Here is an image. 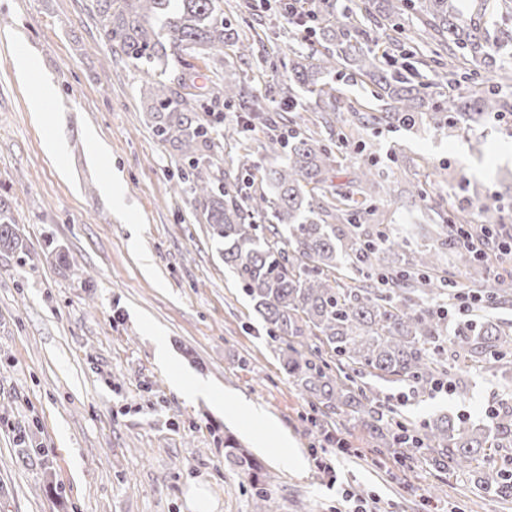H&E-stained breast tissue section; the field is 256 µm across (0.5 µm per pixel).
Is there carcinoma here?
Here are the masks:
<instances>
[{"label": "carcinoma", "instance_id": "cac0c4a2", "mask_svg": "<svg viewBox=\"0 0 512 512\" xmlns=\"http://www.w3.org/2000/svg\"><path fill=\"white\" fill-rule=\"evenodd\" d=\"M455 2L319 0L291 10L278 4L280 15L307 37L306 47L291 52L287 81L271 97L247 96L232 74L197 91V62L218 71L226 47L241 60L254 55V38L226 22L224 0H93V7L108 51L126 56L149 77L154 136L185 165L179 191L199 205L213 241L224 247V264L279 343L284 368L320 413L306 435L319 438L323 417L365 413L364 427L376 447L394 448L405 461L479 473L481 483L507 501L512 477L504 478L494 460L512 456L511 397L497 401L483 425L440 416L411 429L417 440L406 442L401 434L407 426L375 415L372 388L349 384L343 370L358 367L378 380L405 384L416 396L432 393L434 383L446 378L452 391L464 394L448 357L460 369L497 376L512 364V323L476 313L450 327L432 307L452 305L466 290L486 295L487 309L512 305V282L490 281L486 264L458 250L460 283L448 277L440 249L415 246L401 235H386L380 243L370 238L361 220L371 212L379 173L364 164L347 184H334L341 171L336 142L348 136L304 134L306 119L293 106L297 83L318 97L323 122L333 125L339 77L375 87L378 108H352L361 127L420 124L441 131L450 112L466 128L489 115L512 114V66L501 55L512 34L491 37L489 21L464 19ZM380 41L385 48L379 53L373 45ZM452 46L469 66L461 76L443 62ZM394 50L419 57L430 80L420 82L415 70L396 67ZM449 85L457 87L455 94L425 106L423 90ZM276 100L292 115L272 119ZM206 102L237 104L244 117L229 123L222 112L203 117L199 109ZM274 123L288 129L267 136L278 163L263 166L246 151L229 173L215 168L224 141L244 145ZM479 217L498 223L495 201H483ZM21 245L11 206L0 198V250ZM326 352L336 357V368L323 358ZM224 464L255 486L257 512H282L271 489L275 476L230 436L224 437Z\"/></svg>", "mask_w": 512, "mask_h": 512}]
</instances>
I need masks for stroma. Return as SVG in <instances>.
<instances>
[{
  "label": "stroma",
  "instance_id": "1",
  "mask_svg": "<svg viewBox=\"0 0 512 512\" xmlns=\"http://www.w3.org/2000/svg\"><path fill=\"white\" fill-rule=\"evenodd\" d=\"M92 0H0V198L11 206L22 249L0 253V512H193L188 494L204 485L211 512H254L253 486L224 464L232 434L277 477L284 512H344L343 492L378 497L383 512H512L492 490L426 464L400 465L374 447L363 427L342 435L359 456L337 466L327 486L305 435L312 411L285 372L279 345L237 287L191 197L174 187L183 163L152 133L143 94L147 77L101 43ZM303 41L282 27L226 73L250 93L268 91ZM39 69L17 76L19 54ZM54 88L46 121L29 101ZM58 142L55 159L49 142ZM346 172L375 162L389 194L366 215L368 233L402 231L418 245L444 244L439 230L484 199L501 206L502 235L512 234V115L467 131L365 129L343 148ZM119 181L122 204L102 191ZM418 184L435 198L423 210L407 195ZM150 269H143V262ZM170 356L161 366L155 339ZM209 384L260 409L267 434L216 401L172 385L174 374ZM467 397H408L402 384L376 391L383 412L420 426L448 414L475 422L511 377L471 372ZM286 444L276 442V435ZM297 452L302 470L285 466Z\"/></svg>",
  "mask_w": 512,
  "mask_h": 512
}]
</instances>
